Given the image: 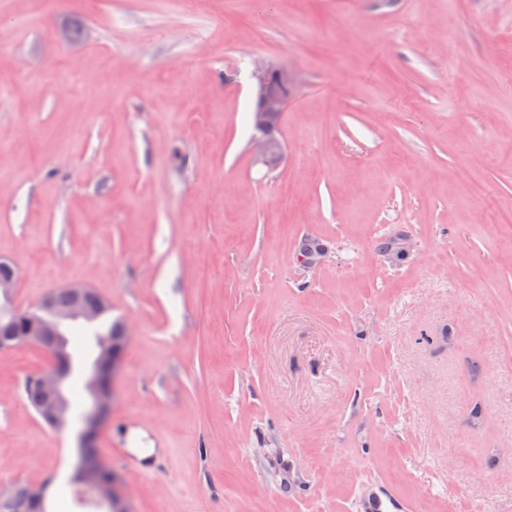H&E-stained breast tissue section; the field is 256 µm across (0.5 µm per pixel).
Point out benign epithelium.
<instances>
[{"label":"benign epithelium","mask_w":512,"mask_h":512,"mask_svg":"<svg viewBox=\"0 0 512 512\" xmlns=\"http://www.w3.org/2000/svg\"><path fill=\"white\" fill-rule=\"evenodd\" d=\"M255 79L254 129L255 136L251 149L255 157L270 168L278 167L284 158V145L276 135L280 118L298 84L296 73L275 67L257 58L253 61ZM85 287L68 288L73 296L71 306L66 309L54 308L52 295H47L23 314L38 326L29 336H14L4 343L9 348L15 343H51L53 360L51 365L37 377L36 383L46 396L42 409L43 419L54 425L65 415V374L68 366L64 339L59 336L60 326L72 321H93L98 310L83 306L81 298ZM132 337L128 320L120 322L116 339L102 345L100 358L88 377L90 403L84 417L82 447L87 449L80 466V483L93 494L99 503L112 512H130L126 498L118 491L117 481L102 464L99 454L88 449L97 447L100 430L112 411L115 397V379L119 370L122 351Z\"/></svg>","instance_id":"7a95c632"}]
</instances>
